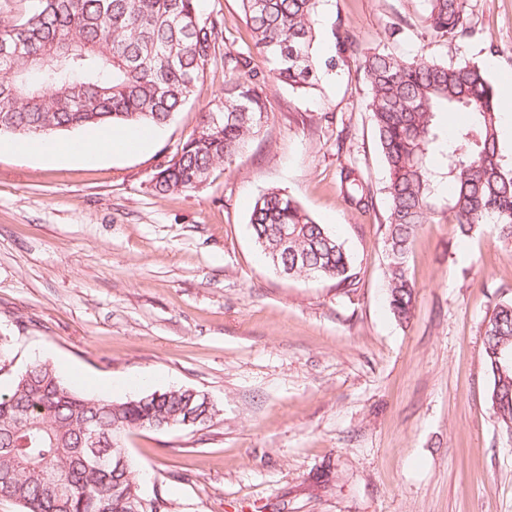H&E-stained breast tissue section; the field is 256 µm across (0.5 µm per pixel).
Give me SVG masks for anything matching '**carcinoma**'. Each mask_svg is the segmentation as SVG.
<instances>
[{"label": "carcinoma", "instance_id": "cac0c4a2", "mask_svg": "<svg viewBox=\"0 0 512 512\" xmlns=\"http://www.w3.org/2000/svg\"><path fill=\"white\" fill-rule=\"evenodd\" d=\"M36 8L0 27V43L21 45L0 57V136L164 125L195 95L217 56L223 21L198 11V0H36ZM253 48L269 57L275 78L296 91L317 85L315 21L322 0H239ZM469 0H426L425 27L448 43L470 32ZM337 55L359 53L341 35ZM361 54V53H359ZM367 108L388 171L383 243L389 306L410 320L416 291L407 267L424 224H452L468 237L489 224L512 245V163L500 148L496 88L476 62L380 51L361 54ZM267 75L251 50L224 51V94L151 176L160 196L205 182L258 135L268 120ZM464 112L456 146L439 114ZM345 201L365 211L372 197L349 170L340 173ZM250 224L268 263L288 278L317 276L355 286L338 239L294 197L270 188L255 201ZM288 246H283V236ZM493 375L491 406L512 436V302L496 305L484 330ZM216 405L193 388L153 391L125 401L82 395L46 363H35L0 394V493L22 512H160L138 490L125 438L141 429L204 427ZM96 433L107 463L90 451Z\"/></svg>", "mask_w": 512, "mask_h": 512}]
</instances>
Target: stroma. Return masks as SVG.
Instances as JSON below:
<instances>
[{
  "label": "stroma",
  "instance_id": "stroma-1",
  "mask_svg": "<svg viewBox=\"0 0 512 512\" xmlns=\"http://www.w3.org/2000/svg\"><path fill=\"white\" fill-rule=\"evenodd\" d=\"M424 5L322 0L317 88L270 80L261 133L194 190L159 196L150 178L214 108L219 63L145 149H1L0 391L41 362L88 396L208 393L220 409L209 427L126 440L141 494L163 512H512V438L483 352L487 317L512 302V247L484 224L467 237L423 225L408 258L414 315L394 318L368 87L357 57L335 56L339 25L363 52L476 61L494 83L512 79V0H472L471 34L453 46L425 30ZM199 8L223 18L220 49L250 45L238 0ZM346 166L369 211L346 203ZM272 187L344 242L356 288L269 267L249 217Z\"/></svg>",
  "mask_w": 512,
  "mask_h": 512
}]
</instances>
